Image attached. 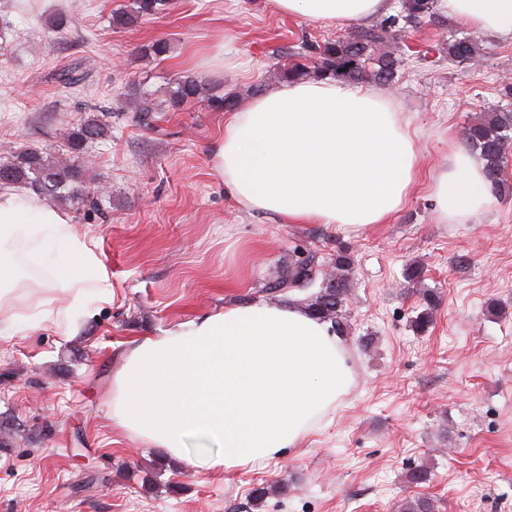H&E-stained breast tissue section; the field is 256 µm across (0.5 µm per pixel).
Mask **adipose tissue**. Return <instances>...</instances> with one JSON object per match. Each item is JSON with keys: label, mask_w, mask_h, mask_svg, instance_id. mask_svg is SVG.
Masks as SVG:
<instances>
[{"label": "adipose tissue", "mask_w": 512, "mask_h": 512, "mask_svg": "<svg viewBox=\"0 0 512 512\" xmlns=\"http://www.w3.org/2000/svg\"><path fill=\"white\" fill-rule=\"evenodd\" d=\"M280 13L350 23L391 13L392 0H273ZM462 24L512 40V0H441ZM419 145L393 94L330 80L286 83L224 120L212 147L232 196L291 224H383L418 179ZM437 220L461 224L494 202L485 169L455 147L428 185ZM70 295L73 335L94 302L112 299L94 239L70 215L0 184V325L44 321L32 275ZM353 377L346 348L294 303L257 297L133 342L112 381L113 424L187 468L242 469L295 447L336 411Z\"/></svg>", "instance_id": "obj_1"}]
</instances>
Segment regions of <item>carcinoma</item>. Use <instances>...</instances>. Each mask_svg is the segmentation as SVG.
I'll return each instance as SVG.
<instances>
[{"instance_id": "cac0c4a2", "label": "carcinoma", "mask_w": 512, "mask_h": 512, "mask_svg": "<svg viewBox=\"0 0 512 512\" xmlns=\"http://www.w3.org/2000/svg\"><path fill=\"white\" fill-rule=\"evenodd\" d=\"M167 5L168 0H130L128 5L112 12V27H133L159 14ZM436 7V0H401V9L397 14L386 16L355 34L327 38L320 43H307L296 54L298 60L279 64L277 70L288 81L315 77L348 83L370 80L379 85H389L395 81L400 70V60L391 50V45L397 43L403 33L400 24H418L423 18L434 16ZM478 50L474 40L456 33L448 36V42L442 48L448 60L458 64L471 60ZM369 62L373 64L370 69L367 68ZM174 85L175 89L163 105L155 103L144 93L135 96L136 111L144 124L152 122L153 113L176 111L189 100L206 101L211 109L224 112L235 111L241 104L240 95L227 93L218 96L208 83L192 77H180ZM108 133L109 127L101 121L87 119L70 133V152L79 155L88 143L103 139ZM464 136L467 146L477 152L483 161L491 186L496 190L501 189L508 154L512 152V110L487 108L480 120L466 127ZM0 183L24 184L40 196L57 195L64 200L87 203L94 208L103 206L108 197L103 189L86 181L82 164H58L45 151L29 146L19 149L9 160L0 163ZM312 261L311 255L298 260L288 268V272L280 273L273 283L267 285L266 290L277 293L296 287L303 279L313 281L308 272ZM349 274L347 257L336 256L333 274L322 280L314 297L305 303L312 314L331 322L338 331L344 330L347 321ZM435 305L436 296L431 292L424 294V309L413 321L416 330L427 331Z\"/></svg>"}]
</instances>
